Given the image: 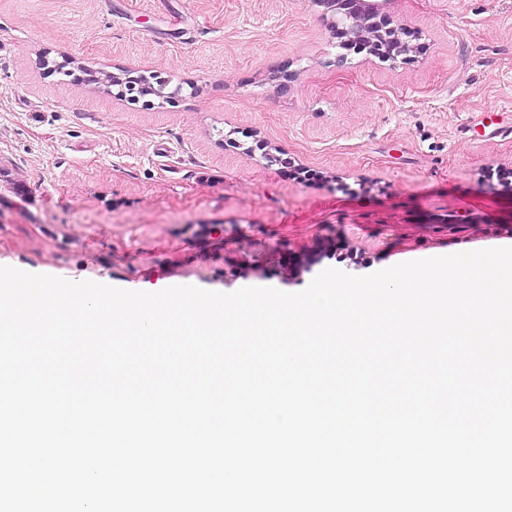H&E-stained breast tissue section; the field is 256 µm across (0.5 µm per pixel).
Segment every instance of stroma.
Returning <instances> with one entry per match:
<instances>
[{
	"label": "stroma",
	"mask_w": 512,
	"mask_h": 512,
	"mask_svg": "<svg viewBox=\"0 0 512 512\" xmlns=\"http://www.w3.org/2000/svg\"><path fill=\"white\" fill-rule=\"evenodd\" d=\"M315 0H0V266L156 292L304 290L512 247V0H392L344 52ZM169 76L165 109L62 82ZM267 144L314 172L267 165Z\"/></svg>",
	"instance_id": "1"
}]
</instances>
